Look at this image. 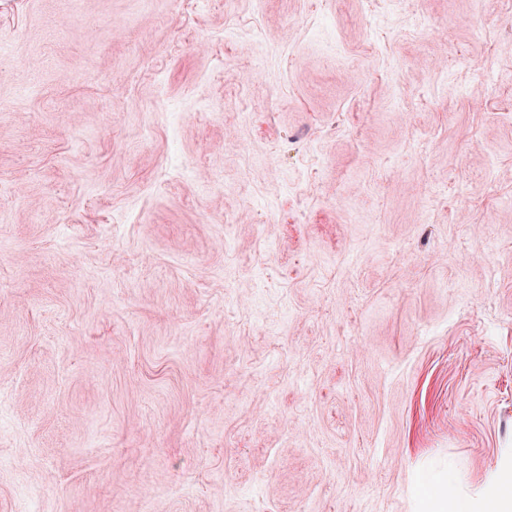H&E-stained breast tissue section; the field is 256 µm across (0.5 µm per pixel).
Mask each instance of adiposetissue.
I'll use <instances>...</instances> for the list:
<instances>
[{"mask_svg":"<svg viewBox=\"0 0 512 512\" xmlns=\"http://www.w3.org/2000/svg\"><path fill=\"white\" fill-rule=\"evenodd\" d=\"M423 487L428 512H512V481H500L496 492L480 503L461 499L442 473L425 475Z\"/></svg>","mask_w":512,"mask_h":512,"instance_id":"adipose-tissue-1","label":"adipose tissue"}]
</instances>
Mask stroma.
Listing matches in <instances>:
<instances>
[{
    "label": "stroma",
    "mask_w": 512,
    "mask_h": 512,
    "mask_svg": "<svg viewBox=\"0 0 512 512\" xmlns=\"http://www.w3.org/2000/svg\"><path fill=\"white\" fill-rule=\"evenodd\" d=\"M510 102L497 0H0V512L512 475Z\"/></svg>",
    "instance_id": "obj_1"
}]
</instances>
